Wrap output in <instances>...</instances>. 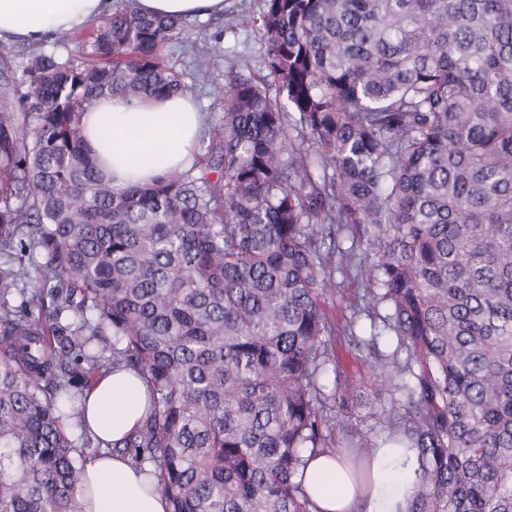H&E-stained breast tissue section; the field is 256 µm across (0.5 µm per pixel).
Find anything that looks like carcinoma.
Returning <instances> with one entry per match:
<instances>
[{
    "mask_svg": "<svg viewBox=\"0 0 512 512\" xmlns=\"http://www.w3.org/2000/svg\"><path fill=\"white\" fill-rule=\"evenodd\" d=\"M265 2L237 25L266 36V79L234 62L192 166L150 184L112 186L82 115L184 93L158 51L188 21L123 0L7 68L0 512H83L63 423L116 365L151 408L114 447L170 512H317L306 454L361 397L332 342L354 321L323 308L351 266L355 346L417 457L406 512H512V0ZM377 448L346 449L358 478Z\"/></svg>",
    "mask_w": 512,
    "mask_h": 512,
    "instance_id": "carcinoma-1",
    "label": "carcinoma"
}]
</instances>
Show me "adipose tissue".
<instances>
[{
	"label": "adipose tissue",
	"mask_w": 512,
	"mask_h": 512,
	"mask_svg": "<svg viewBox=\"0 0 512 512\" xmlns=\"http://www.w3.org/2000/svg\"><path fill=\"white\" fill-rule=\"evenodd\" d=\"M117 0H0V44H38L62 31H76L112 14ZM144 13L186 20L220 15L224 0H136ZM191 95L127 100L103 97L83 115L85 141L114 187L149 183L187 168L207 124ZM148 390L134 371L97 376L86 389L83 421L102 450L84 464L78 499L84 512H169L152 472L110 452L109 444L141 425ZM404 448L379 449L370 480L357 479L334 455L311 459L304 486L318 512H404L412 494L408 475H392Z\"/></svg>",
	"instance_id": "ef3b65f1"
}]
</instances>
